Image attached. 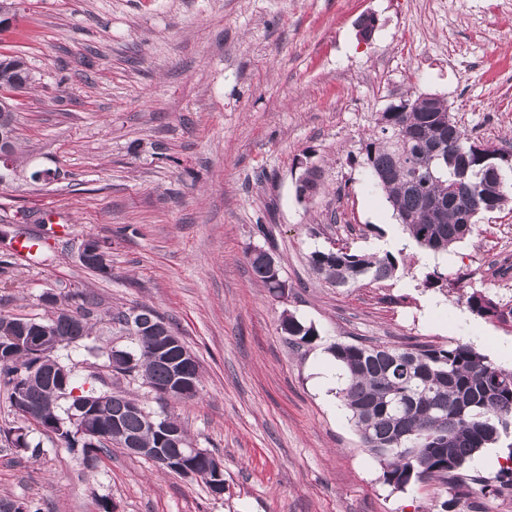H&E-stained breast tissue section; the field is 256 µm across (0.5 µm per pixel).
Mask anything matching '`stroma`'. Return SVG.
I'll return each instance as SVG.
<instances>
[{
	"label": "stroma",
	"instance_id": "stroma-1",
	"mask_svg": "<svg viewBox=\"0 0 512 512\" xmlns=\"http://www.w3.org/2000/svg\"><path fill=\"white\" fill-rule=\"evenodd\" d=\"M0 54L24 57L13 93L18 179L0 187V315L45 317L46 293L91 294L92 335L59 349L79 383L123 390L177 418L218 457L224 493L113 447L32 428L38 453L0 439V497L42 512H443L440 482L384 484L342 402L318 393L334 341L473 344L512 364V322L471 313L479 290L512 303V204L437 258L405 238L362 164L361 140L407 95L433 94L472 140L512 149V0H16ZM374 17L369 40L358 22ZM322 173L297 199L303 165ZM48 169L46 182L30 175ZM266 225L263 236L258 225ZM403 239L405 270L350 288L322 283L310 255L373 254ZM36 255L16 254L18 240ZM98 241L111 271L83 267ZM276 257L285 298L255 280L248 249ZM439 268L444 290L425 287ZM153 307L195 356L197 397L163 401L116 378L93 346L126 348L110 313ZM314 326L296 348L282 313Z\"/></svg>",
	"mask_w": 512,
	"mask_h": 512
}]
</instances>
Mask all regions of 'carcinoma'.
<instances>
[{"mask_svg":"<svg viewBox=\"0 0 512 512\" xmlns=\"http://www.w3.org/2000/svg\"><path fill=\"white\" fill-rule=\"evenodd\" d=\"M34 82L27 61L19 55H0V89L21 90ZM15 107L0 96V130L15 131ZM363 165L374 187L382 191L403 224L408 237L421 248L444 254L473 233L476 217L512 200V180L500 187L488 165L506 166L512 150L474 144L457 122L448 116L447 102L429 96H408L381 113L361 144ZM322 175L310 171L296 195L318 193ZM256 281L268 293L279 296L264 253L246 252ZM310 265L318 279L335 286H354L362 280L393 277L404 260L391 252L361 254L345 247L316 250ZM75 309L38 320L49 329L54 348L76 343L91 335L98 302L80 297ZM469 310L480 317L512 320V305H500L473 291L466 297ZM162 317L143 305L112 317L130 338L132 349L110 348L107 361L120 359L112 368L121 375H141L151 388L168 383L172 366L156 355L158 341L149 333ZM28 317L0 316V380L9 387L16 414L25 411L18 388L24 387L37 426L67 446L82 442L88 460L108 445H119L113 431L133 438L144 448L158 445V434L143 409L128 413L136 400L122 391L76 390L71 369L54 360L41 375L32 376L38 358L28 346ZM280 330L293 345L318 340L313 326L292 314H284ZM343 371L341 397L357 428L362 445L382 469L385 484L403 490L429 480L447 486L454 509L466 493L462 487L477 484L492 495L512 489V444L505 464L491 478L468 471L470 460L512 434V368L491 361L469 342L448 346L410 343L404 346L336 341L328 347ZM77 409L86 402L92 411L89 433L77 436L68 425L57 427L61 401Z\"/></svg>","mask_w":512,"mask_h":512,"instance_id":"cac0c4a2","label":"carcinoma"}]
</instances>
